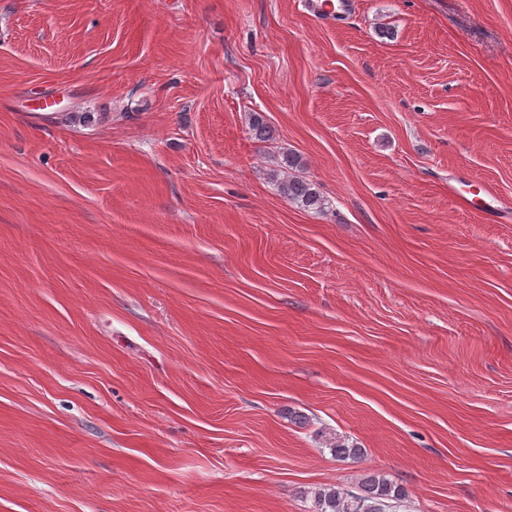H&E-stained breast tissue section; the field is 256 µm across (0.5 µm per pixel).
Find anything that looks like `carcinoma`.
Wrapping results in <instances>:
<instances>
[{
	"instance_id": "carcinoma-1",
	"label": "carcinoma",
	"mask_w": 512,
	"mask_h": 512,
	"mask_svg": "<svg viewBox=\"0 0 512 512\" xmlns=\"http://www.w3.org/2000/svg\"><path fill=\"white\" fill-rule=\"evenodd\" d=\"M249 133L261 142L275 140L273 130L263 115L252 112L248 117ZM272 176L276 179L280 194L290 203L305 211L323 212L326 199L317 185L297 174L302 168L299 155L288 149L273 154ZM338 460L359 459L364 449L336 441L330 446ZM406 490L377 474H369L360 482L358 493H348L335 486H325L313 492L315 512H388L392 503L404 500Z\"/></svg>"
}]
</instances>
